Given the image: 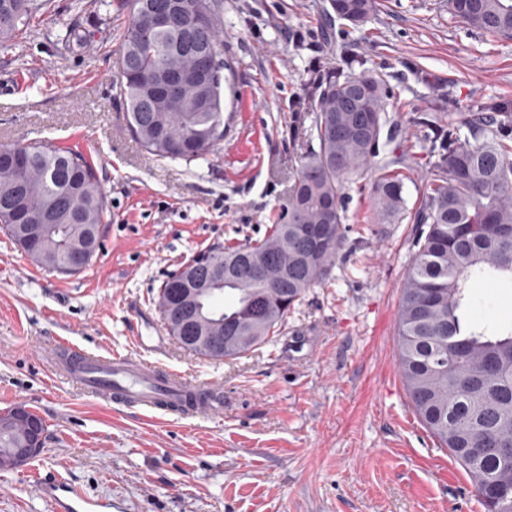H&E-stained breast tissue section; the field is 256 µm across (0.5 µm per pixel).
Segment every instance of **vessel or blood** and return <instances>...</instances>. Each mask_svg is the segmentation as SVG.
Listing matches in <instances>:
<instances>
[{
    "label": "vessel or blood",
    "instance_id": "vessel-or-blood-1",
    "mask_svg": "<svg viewBox=\"0 0 512 512\" xmlns=\"http://www.w3.org/2000/svg\"><path fill=\"white\" fill-rule=\"evenodd\" d=\"M57 372L79 392L108 407L134 408L201 418L223 410L221 392L166 369L137 352L99 355L59 341L54 354ZM52 512H112L108 499L92 498L65 479L28 474Z\"/></svg>",
    "mask_w": 512,
    "mask_h": 512
}]
</instances>
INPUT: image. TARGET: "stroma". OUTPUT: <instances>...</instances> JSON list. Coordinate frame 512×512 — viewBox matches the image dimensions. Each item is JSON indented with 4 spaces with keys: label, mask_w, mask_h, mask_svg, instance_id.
<instances>
[{
    "label": "stroma",
    "mask_w": 512,
    "mask_h": 512,
    "mask_svg": "<svg viewBox=\"0 0 512 512\" xmlns=\"http://www.w3.org/2000/svg\"><path fill=\"white\" fill-rule=\"evenodd\" d=\"M224 139L207 159L164 160L130 136L115 89L125 0H48L25 38L0 46V143L81 152L108 204L81 273L37 265L0 233V409L36 410L43 450L0 471V512H49L26 469L61 476L122 512H486L468 475L406 392L396 312L415 226L372 220L374 173L351 180L345 240L328 279L276 335L235 359L190 354L157 307L167 277L210 247L263 239L305 154L313 71L367 68L386 82L395 146L413 152L407 207L424 184L419 111L512 99V38L453 19L445 0H377L359 26L330 0H218ZM92 30L83 49L57 39ZM475 321L512 323V283H478ZM150 359L224 394L203 419L106 408L53 375L40 354L64 338Z\"/></svg>",
    "instance_id": "stroma-1"
}]
</instances>
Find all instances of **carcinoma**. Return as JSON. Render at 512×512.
<instances>
[{
  "mask_svg": "<svg viewBox=\"0 0 512 512\" xmlns=\"http://www.w3.org/2000/svg\"><path fill=\"white\" fill-rule=\"evenodd\" d=\"M161 0H126L129 24L117 57V91L127 105L131 136L148 153L192 162L204 160L224 140L221 86L196 78L171 97L159 87L195 69L196 55L183 46L181 25L139 30ZM209 17L197 34L220 73V15L216 0H194ZM448 14L472 29L512 37V0H447ZM43 3L0 0V45L21 39ZM336 18L366 21L376 0H331ZM92 34L66 29L69 49ZM313 120L307 150L282 220L264 239L214 249L202 258L224 276L223 318L194 335L224 336V357H238L274 335L288 312L336 264L345 239L343 201L350 178L368 172L391 136L389 93L384 80L363 71L344 79L333 72L314 81ZM412 123L428 129L427 177L410 220L418 232L402 282L397 311L399 367L407 393L430 434L467 473L487 512H512V326L471 321L476 281L512 282V100L490 98L462 123H443L435 112H417ZM467 133H462V130ZM28 163L17 168L0 159V231L38 265L66 273L71 252L100 246L107 203L90 162L81 154L42 141L20 144ZM407 154L392 150L374 181L378 223L406 211L403 196ZM20 211L49 228L50 246H26L7 225ZM26 433L0 428V470H10L14 448ZM472 448L490 452L475 458Z\"/></svg>",
  "mask_w": 512,
  "mask_h": 512,
  "instance_id": "obj_1",
  "label": "carcinoma"
}]
</instances>
